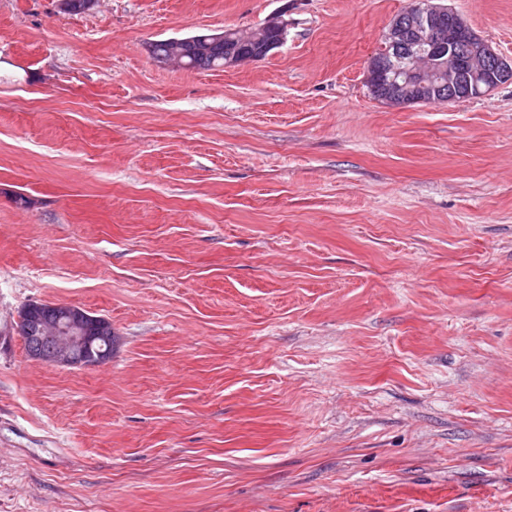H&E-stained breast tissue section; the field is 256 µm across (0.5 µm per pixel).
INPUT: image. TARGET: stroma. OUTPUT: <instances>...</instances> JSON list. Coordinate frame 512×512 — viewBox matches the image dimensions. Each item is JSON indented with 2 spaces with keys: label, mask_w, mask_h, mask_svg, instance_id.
<instances>
[{
  "label": "stroma",
  "mask_w": 512,
  "mask_h": 512,
  "mask_svg": "<svg viewBox=\"0 0 512 512\" xmlns=\"http://www.w3.org/2000/svg\"><path fill=\"white\" fill-rule=\"evenodd\" d=\"M444 2L512 58V0ZM408 4L0 0V512H512V82L375 99ZM33 302L112 358L32 359ZM271 33L275 35L273 38L270 37ZM251 34L257 37L259 56L263 58L282 45L286 37V26L282 22L272 20L254 29ZM213 34L212 29H206L185 37L159 40L150 45V52L160 61L174 60L187 68L208 70L219 69L222 66L225 69H231L245 61L233 55L224 58V54L229 51L243 57H250L254 53L253 42L241 38L237 33H227L223 42H217ZM175 38L182 41L176 44L172 41Z\"/></svg>",
  "instance_id": "35a3bbf8"
}]
</instances>
